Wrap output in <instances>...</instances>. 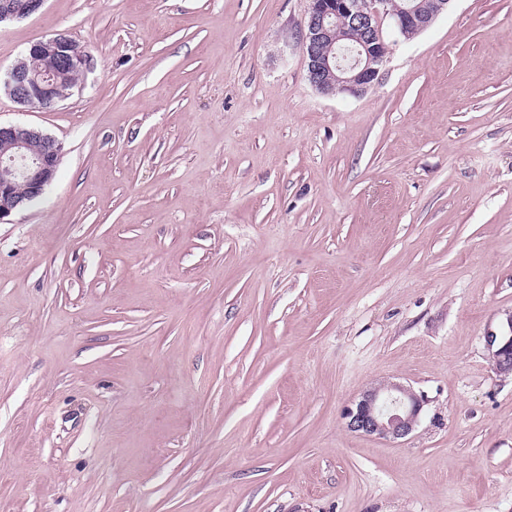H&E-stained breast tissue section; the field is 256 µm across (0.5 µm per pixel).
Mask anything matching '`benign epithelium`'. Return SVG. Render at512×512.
I'll use <instances>...</instances> for the list:
<instances>
[{"label":"benign epithelium","mask_w":512,"mask_h":512,"mask_svg":"<svg viewBox=\"0 0 512 512\" xmlns=\"http://www.w3.org/2000/svg\"><path fill=\"white\" fill-rule=\"evenodd\" d=\"M396 0H310L308 17L298 32L307 61L310 84L321 94L334 96L366 92L379 78L387 53L380 19L388 17L409 38L426 30L448 10L452 0H410L393 8ZM45 0H0V23L39 12ZM94 67L86 47L67 33H57L26 48L7 73L4 85L24 107L35 100H61L62 82L74 73ZM62 143L41 130L0 124V223L27 209L55 178ZM494 369L512 375V316L498 333L487 337ZM427 404L423 394L401 383L379 384L365 390L344 410L346 427L355 433L398 440L420 424Z\"/></svg>","instance_id":"7a95c632"}]
</instances>
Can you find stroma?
Segmentation results:
<instances>
[{
  "label": "stroma",
  "instance_id": "obj_1",
  "mask_svg": "<svg viewBox=\"0 0 512 512\" xmlns=\"http://www.w3.org/2000/svg\"><path fill=\"white\" fill-rule=\"evenodd\" d=\"M309 0H47L63 145L0 224V512H512V0H453L362 95L318 93ZM427 398L389 441L373 384ZM487 345L495 371L504 376L512 375V315L499 334L487 336ZM427 400L411 386L379 384L365 390L344 410L346 427L355 433L398 440L420 424Z\"/></svg>",
  "mask_w": 512,
  "mask_h": 512
}]
</instances>
